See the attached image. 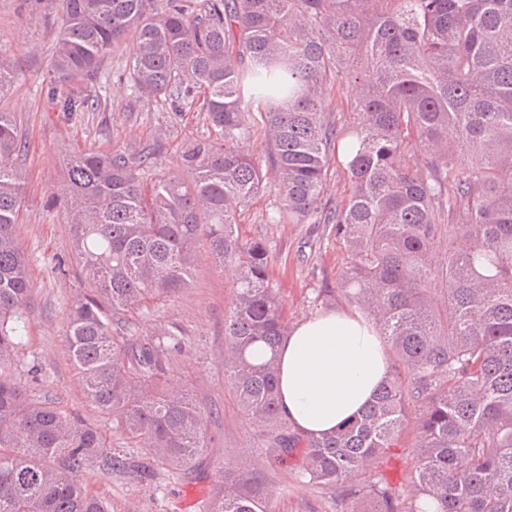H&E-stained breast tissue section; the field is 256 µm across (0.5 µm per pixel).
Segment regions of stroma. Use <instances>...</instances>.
Here are the masks:
<instances>
[{
    "label": "stroma",
    "instance_id": "35a3bbf8",
    "mask_svg": "<svg viewBox=\"0 0 512 512\" xmlns=\"http://www.w3.org/2000/svg\"><path fill=\"white\" fill-rule=\"evenodd\" d=\"M59 13L60 0H0V57L15 71L9 91L0 95V112L15 113L21 122L24 148L17 167L25 203L16 234L29 260L34 291L16 378L33 395L50 397L65 410L80 414L102 431L108 445L142 462L139 470L106 471L94 464L83 473V482L108 512H205L215 494L218 471L235 466L243 457L252 460L262 477L273 512H336L327 489L301 482L294 470L271 466L265 455L267 432L250 424L224 386V313L234 275L213 262L206 241L197 245L189 288L123 315L133 338L170 336L177 341L165 380L188 390L211 413L209 446L201 457L204 479L186 482L179 473L153 463L149 449L87 404L68 360L64 335L66 308L84 289L85 280L73 265L65 277L54 272L57 257L71 254L65 214L53 200L64 165L87 149L121 153L158 140L162 143L158 168L178 175L182 145L208 137L211 129L204 113L178 115L164 102L127 111L132 90L123 74L135 50L130 40L105 58L96 85L58 82L52 53ZM52 86L61 93L86 89L93 108L64 116L47 95ZM279 204L277 190L268 188L241 209L238 220L243 238L265 243L271 286L293 325L329 309L323 291L335 287L350 253L330 225L268 223Z\"/></svg>",
    "mask_w": 512,
    "mask_h": 512
}]
</instances>
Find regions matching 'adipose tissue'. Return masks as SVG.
Here are the masks:
<instances>
[{"label": "adipose tissue", "mask_w": 512, "mask_h": 512, "mask_svg": "<svg viewBox=\"0 0 512 512\" xmlns=\"http://www.w3.org/2000/svg\"><path fill=\"white\" fill-rule=\"evenodd\" d=\"M278 360L282 412L311 437L360 413L390 369L376 327L354 309L324 311L294 325Z\"/></svg>", "instance_id": "adipose-tissue-1"}]
</instances>
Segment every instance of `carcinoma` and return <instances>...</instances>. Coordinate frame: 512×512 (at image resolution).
Masks as SVG:
<instances>
[{
  "instance_id": "carcinoma-1",
  "label": "carcinoma",
  "mask_w": 512,
  "mask_h": 512,
  "mask_svg": "<svg viewBox=\"0 0 512 512\" xmlns=\"http://www.w3.org/2000/svg\"><path fill=\"white\" fill-rule=\"evenodd\" d=\"M129 33L135 101L203 112L214 136L182 151L188 181L161 173L149 146L65 165L56 202L88 283L69 304L66 347L87 401L158 464L203 477L209 413L163 384L168 346L128 338L120 314L189 287L204 237L237 275L224 385L271 431L273 462L304 449L299 477L336 489V512H512V0H61L55 73L96 81ZM343 78L358 95L336 111L360 119L342 131L324 87ZM48 92L60 112L89 108L80 92ZM256 111L282 200L272 222L332 225L351 261L324 293L373 320L393 358L372 402L319 438L281 412L288 322L267 248L238 230L268 185L244 147ZM21 147L16 114L0 112V512H106L80 475L122 466L121 450L12 375L33 291L16 235ZM338 151L349 190L330 205ZM461 238L472 246H451ZM412 413L409 485L366 473L400 447ZM210 512H271L250 462L218 477Z\"/></svg>"
}]
</instances>
